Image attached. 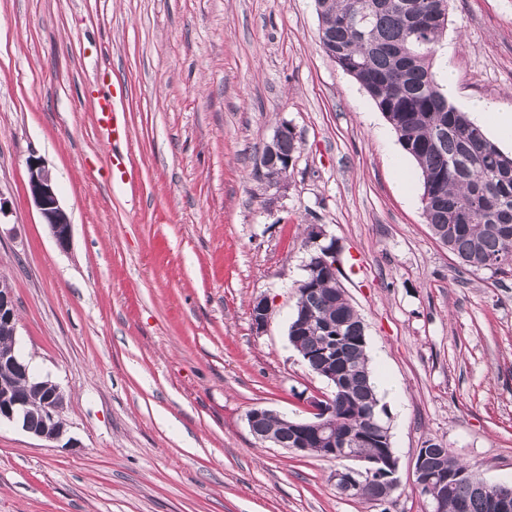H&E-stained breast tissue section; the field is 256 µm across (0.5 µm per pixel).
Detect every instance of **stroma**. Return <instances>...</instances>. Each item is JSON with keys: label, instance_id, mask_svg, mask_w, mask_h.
<instances>
[{"label": "stroma", "instance_id": "35a3bbf8", "mask_svg": "<svg viewBox=\"0 0 512 512\" xmlns=\"http://www.w3.org/2000/svg\"><path fill=\"white\" fill-rule=\"evenodd\" d=\"M435 67L461 111L511 112L512 0H449ZM116 89L122 184L88 104ZM283 123L300 153L278 197L257 171ZM34 157L68 249L29 195ZM420 181L324 52L315 0H0V279L77 442L1 425L0 512H424L413 464L430 438L511 483L512 276L462 268ZM311 224L365 325L399 457L384 501L345 497L339 461L247 425L256 408L308 417L330 392L288 340ZM28 187L30 195L60 249H68L71 241V224L57 192L52 172L40 159L29 161Z\"/></svg>", "mask_w": 512, "mask_h": 512}]
</instances>
